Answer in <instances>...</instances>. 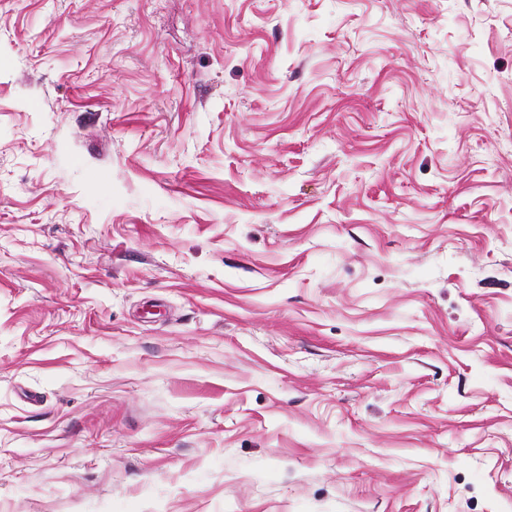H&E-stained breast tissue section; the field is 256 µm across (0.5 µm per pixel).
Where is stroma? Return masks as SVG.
I'll return each mask as SVG.
<instances>
[{
	"mask_svg": "<svg viewBox=\"0 0 512 512\" xmlns=\"http://www.w3.org/2000/svg\"><path fill=\"white\" fill-rule=\"evenodd\" d=\"M0 512H512V0H0Z\"/></svg>",
	"mask_w": 512,
	"mask_h": 512,
	"instance_id": "1",
	"label": "stroma"
}]
</instances>
